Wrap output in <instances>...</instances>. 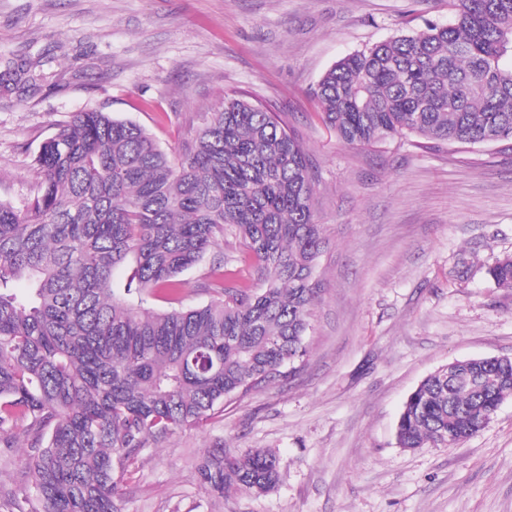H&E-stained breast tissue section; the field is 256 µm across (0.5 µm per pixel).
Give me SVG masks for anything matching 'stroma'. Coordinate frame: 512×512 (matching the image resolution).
<instances>
[{
  "label": "stroma",
  "mask_w": 512,
  "mask_h": 512,
  "mask_svg": "<svg viewBox=\"0 0 512 512\" xmlns=\"http://www.w3.org/2000/svg\"><path fill=\"white\" fill-rule=\"evenodd\" d=\"M450 16L448 0H0V198L33 196V155L74 112L135 122L173 153L234 93L275 112L314 167L328 244L304 360L145 448L121 512H512V399L458 446L395 438L426 376L512 357V289L488 274L512 256V147L347 146L314 96L348 53ZM242 256L225 232L184 273V306L209 303L212 266ZM218 442L273 452L277 487L204 490L195 465Z\"/></svg>",
  "instance_id": "stroma-1"
}]
</instances>
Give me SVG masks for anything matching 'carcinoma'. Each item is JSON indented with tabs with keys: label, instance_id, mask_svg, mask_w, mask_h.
I'll use <instances>...</instances> for the list:
<instances>
[{
	"label": "carcinoma",
	"instance_id": "carcinoma-1",
	"mask_svg": "<svg viewBox=\"0 0 512 512\" xmlns=\"http://www.w3.org/2000/svg\"><path fill=\"white\" fill-rule=\"evenodd\" d=\"M430 22L356 50L320 78L324 126L348 146L396 135L449 145L512 142V0H450ZM34 196L0 199V446L18 460V512H118L142 450L275 382L306 355L326 239L306 149L278 117L227 94L173 159L141 126L76 112L33 157ZM262 287L212 267L210 303L176 301L181 275L226 228ZM512 288V257L488 271ZM24 281L19 294L15 284ZM512 398V359L445 367L407 397L401 448L452 447ZM223 497L264 494L266 450L217 446L197 467Z\"/></svg>",
	"mask_w": 512,
	"mask_h": 512
}]
</instances>
